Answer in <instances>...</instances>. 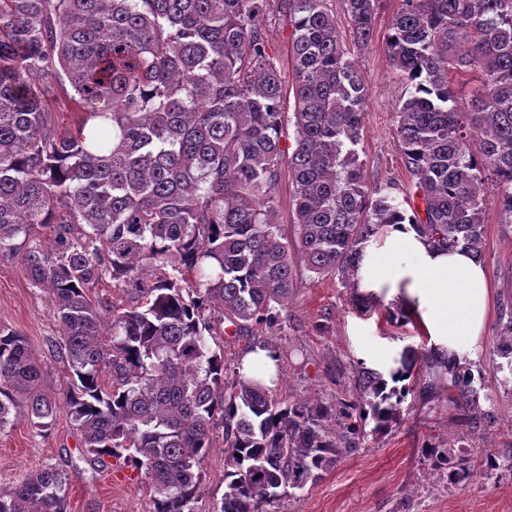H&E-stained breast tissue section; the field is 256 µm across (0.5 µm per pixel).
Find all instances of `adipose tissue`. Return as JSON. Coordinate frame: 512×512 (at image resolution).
I'll list each match as a JSON object with an SVG mask.
<instances>
[{
	"label": "adipose tissue",
	"mask_w": 512,
	"mask_h": 512,
	"mask_svg": "<svg viewBox=\"0 0 512 512\" xmlns=\"http://www.w3.org/2000/svg\"><path fill=\"white\" fill-rule=\"evenodd\" d=\"M358 296L394 305L434 351L471 356L489 318L490 279L466 250L437 246L410 224H385L359 246Z\"/></svg>",
	"instance_id": "obj_1"
}]
</instances>
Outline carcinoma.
<instances>
[{
  "instance_id": "carcinoma-1",
  "label": "carcinoma",
  "mask_w": 512,
  "mask_h": 512,
  "mask_svg": "<svg viewBox=\"0 0 512 512\" xmlns=\"http://www.w3.org/2000/svg\"><path fill=\"white\" fill-rule=\"evenodd\" d=\"M330 0H0V254L47 290L66 363L64 406L82 447L150 490L148 512H197L200 466L222 430L216 512H263L349 452L357 421L400 415L417 361L477 420L474 374L454 356L402 351L391 380L357 371L339 411L228 375L210 341L281 328L297 266L355 287L358 246L409 223L482 260L484 190L512 224V0H398L387 49L409 87L395 104L412 199L373 185L358 147L369 95ZM379 0H342L354 45ZM288 19L294 148L281 146L279 54L261 27ZM477 72L466 110L449 73ZM292 187L293 237L276 187ZM128 296L97 292L107 281ZM498 355L512 373V307ZM112 377L105 387L103 376ZM41 362L0 324V429L15 399L47 433ZM394 385H389V382ZM68 473L46 464L0 493V512H68Z\"/></svg>"
}]
</instances>
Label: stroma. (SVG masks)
<instances>
[{"label":"stroma","mask_w":512,"mask_h":512,"mask_svg":"<svg viewBox=\"0 0 512 512\" xmlns=\"http://www.w3.org/2000/svg\"><path fill=\"white\" fill-rule=\"evenodd\" d=\"M396 6L397 0H381L372 43L353 50L352 56L370 88L360 145L367 178L394 181L403 192L411 190L412 181L400 160L393 107L406 96L407 86L391 66L385 46ZM485 206L482 263L492 284V317L466 365L490 421L460 422L451 393L427 390L433 376L417 365L408 381L411 391L389 432H375L373 420L364 421L355 451L344 454L316 482L289 490L266 512H512V391L504 385L508 372L496 353L499 315L512 304V224L502 223L493 193H486ZM299 281L281 329L258 328L218 339L230 368L256 345H277L282 352L279 398H309L339 408L357 399L353 375L361 364L359 346L381 349V357L371 363L379 370L405 347L429 351V340L418 327L387 322L385 304L358 305L339 278L305 272ZM0 324L28 339L44 363L40 392L60 400L64 365L49 346L59 335L53 305L46 290L30 284L16 256L0 255ZM449 447L467 449L476 461L492 454L499 466L449 485L440 454ZM47 463L69 474V512H148L147 485L140 480L119 484L112 470H98L84 455L81 435L66 413H58L48 433L38 434L28 421L25 400H18L0 432V492ZM201 474L197 512H213L224 493L222 448H213Z\"/></svg>","instance_id":"1"}]
</instances>
